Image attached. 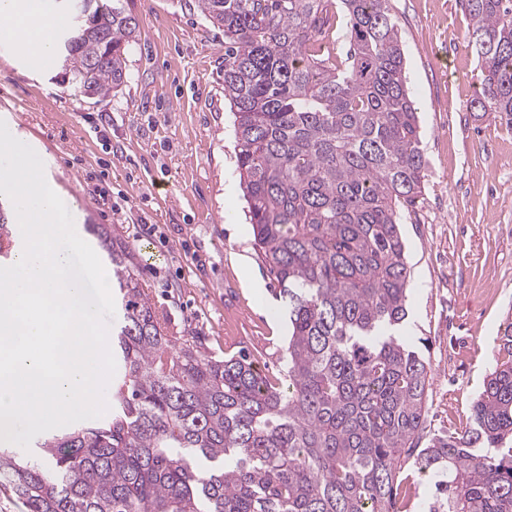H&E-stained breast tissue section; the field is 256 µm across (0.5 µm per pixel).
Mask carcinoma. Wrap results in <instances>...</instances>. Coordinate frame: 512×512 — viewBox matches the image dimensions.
<instances>
[{
	"label": "carcinoma",
	"mask_w": 512,
	"mask_h": 512,
	"mask_svg": "<svg viewBox=\"0 0 512 512\" xmlns=\"http://www.w3.org/2000/svg\"><path fill=\"white\" fill-rule=\"evenodd\" d=\"M390 0H184L224 28V99L259 251L288 303L284 382L244 350L171 336L126 244L112 264L123 373L108 417L24 456L0 452L19 512H406L408 463L434 481L423 512H512V336L462 434H427L429 364L395 334L410 269L399 211L424 188L417 100ZM484 74L474 105L512 123V0H465ZM343 20L345 54L328 48ZM136 19L84 0L63 82L105 97L127 79ZM14 206L0 199V251Z\"/></svg>",
	"instance_id": "carcinoma-1"
}]
</instances>
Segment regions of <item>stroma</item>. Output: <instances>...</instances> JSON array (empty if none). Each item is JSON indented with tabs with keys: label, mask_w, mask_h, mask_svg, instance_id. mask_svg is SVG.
<instances>
[{
	"label": "stroma",
	"mask_w": 512,
	"mask_h": 512,
	"mask_svg": "<svg viewBox=\"0 0 512 512\" xmlns=\"http://www.w3.org/2000/svg\"><path fill=\"white\" fill-rule=\"evenodd\" d=\"M120 4L138 23L121 90L76 99L60 62L10 63L0 42V120L41 158L77 234L103 224L133 247L170 334L200 337L217 357L249 347L281 379L288 320L240 188L224 31L178 0ZM390 4L428 160L400 227L407 334L432 369L427 430L457 435L512 336V124L473 107L482 73L464 0Z\"/></svg>",
	"instance_id": "35a3bbf8"
}]
</instances>
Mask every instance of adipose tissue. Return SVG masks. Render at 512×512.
Returning a JSON list of instances; mask_svg holds the SVG:
<instances>
[{"label":"adipose tissue","mask_w":512,"mask_h":512,"mask_svg":"<svg viewBox=\"0 0 512 512\" xmlns=\"http://www.w3.org/2000/svg\"><path fill=\"white\" fill-rule=\"evenodd\" d=\"M35 0H0V19L7 20L0 35L14 38L19 53L50 59L55 51L56 34L66 25L63 15L54 13L49 23L38 20Z\"/></svg>","instance_id":"obj_1"}]
</instances>
